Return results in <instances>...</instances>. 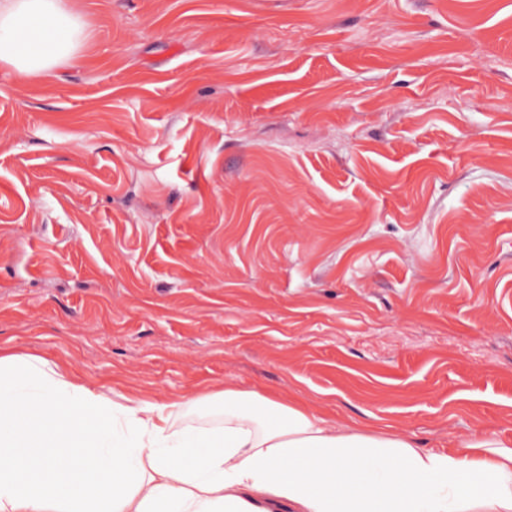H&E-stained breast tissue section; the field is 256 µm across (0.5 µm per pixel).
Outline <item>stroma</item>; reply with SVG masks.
Returning <instances> with one entry per match:
<instances>
[{
  "mask_svg": "<svg viewBox=\"0 0 512 512\" xmlns=\"http://www.w3.org/2000/svg\"><path fill=\"white\" fill-rule=\"evenodd\" d=\"M0 66V354L512 440V0H71ZM86 37L66 0L0 1V65L21 81L54 78Z\"/></svg>",
  "mask_w": 512,
  "mask_h": 512,
  "instance_id": "35a3bbf8",
  "label": "stroma"
}]
</instances>
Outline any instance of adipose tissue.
Returning <instances> with one entry per match:
<instances>
[{
	"mask_svg": "<svg viewBox=\"0 0 512 512\" xmlns=\"http://www.w3.org/2000/svg\"><path fill=\"white\" fill-rule=\"evenodd\" d=\"M85 37L67 0H0V65L19 80L54 78ZM0 512H512V445L423 448L233 387L115 403L0 355Z\"/></svg>",
	"mask_w": 512,
	"mask_h": 512,
	"instance_id": "1",
	"label": "adipose tissue"
}]
</instances>
